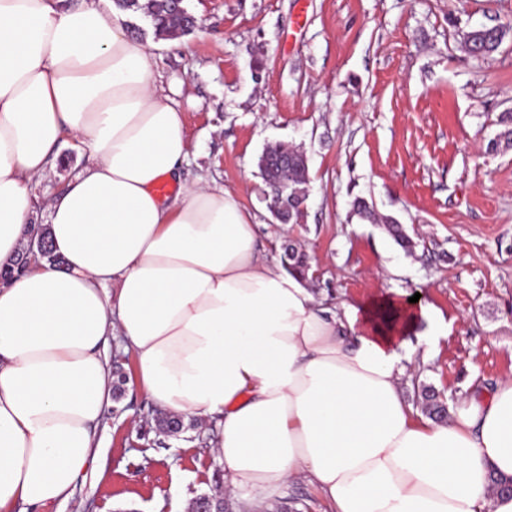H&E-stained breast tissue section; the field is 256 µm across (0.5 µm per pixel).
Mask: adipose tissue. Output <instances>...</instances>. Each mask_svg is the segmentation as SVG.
<instances>
[{"instance_id":"obj_1","label":"adipose tissue","mask_w":512,"mask_h":512,"mask_svg":"<svg viewBox=\"0 0 512 512\" xmlns=\"http://www.w3.org/2000/svg\"><path fill=\"white\" fill-rule=\"evenodd\" d=\"M154 50L109 6L0 0V268L35 229L31 185L57 144L87 154L47 208L62 265L0 283V512H41L85 482L112 340L153 403L207 424L242 500L300 476L332 512H512L492 484L512 479V375L444 420L420 415L400 351L422 319L436 348L440 318L388 295L323 306L266 261L229 189L182 184L187 130L154 87Z\"/></svg>"}]
</instances>
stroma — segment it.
Wrapping results in <instances>:
<instances>
[{"label": "stroma", "mask_w": 512, "mask_h": 512, "mask_svg": "<svg viewBox=\"0 0 512 512\" xmlns=\"http://www.w3.org/2000/svg\"><path fill=\"white\" fill-rule=\"evenodd\" d=\"M196 30L155 41L158 92L184 114L186 182L231 190L256 217L268 259L291 240L306 252L318 299L359 304L421 293L447 336L419 346L407 371L453 405L473 385L512 374V148L489 151L498 116L512 109V34L492 58L464 49L462 31L512 25V0H186ZM284 143L308 158L302 223H277L263 199L257 160ZM61 161L37 181L35 223L85 164L65 139ZM363 197L399 220L415 242L406 253L385 227L353 217ZM125 393L98 430L99 469L44 512H187L224 481L208 445L184 437L156 446L157 406L124 366ZM297 512H330L305 480L290 482L252 512L284 499Z\"/></svg>", "instance_id": "obj_1"}]
</instances>
